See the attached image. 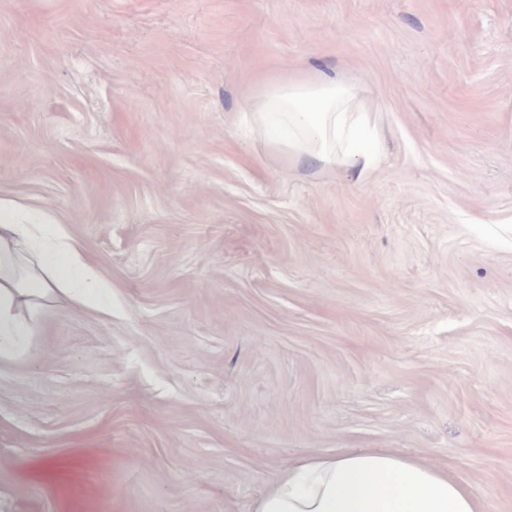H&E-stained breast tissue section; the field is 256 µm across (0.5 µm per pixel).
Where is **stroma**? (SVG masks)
<instances>
[{
    "label": "stroma",
    "instance_id": "1",
    "mask_svg": "<svg viewBox=\"0 0 512 512\" xmlns=\"http://www.w3.org/2000/svg\"><path fill=\"white\" fill-rule=\"evenodd\" d=\"M293 68L366 87L377 169L253 131ZM0 197L112 285L0 362V512L74 448L112 512H250L341 448L512 512V0H0Z\"/></svg>",
    "mask_w": 512,
    "mask_h": 512
}]
</instances>
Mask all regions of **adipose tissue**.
Returning <instances> with one entry per match:
<instances>
[{
	"instance_id": "1",
	"label": "adipose tissue",
	"mask_w": 512,
	"mask_h": 512,
	"mask_svg": "<svg viewBox=\"0 0 512 512\" xmlns=\"http://www.w3.org/2000/svg\"><path fill=\"white\" fill-rule=\"evenodd\" d=\"M361 87L287 71L255 91V122L289 166L376 169L380 156ZM52 216L0 198V361L42 327L43 311L105 288L84 249L65 231L46 237ZM252 512H482L477 494L425 459L383 450L307 456L288 467Z\"/></svg>"
}]
</instances>
